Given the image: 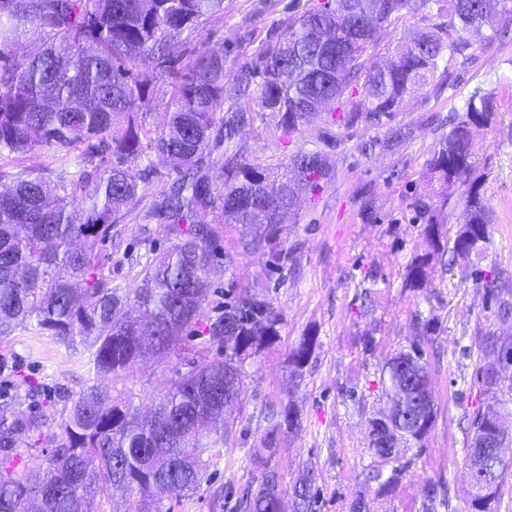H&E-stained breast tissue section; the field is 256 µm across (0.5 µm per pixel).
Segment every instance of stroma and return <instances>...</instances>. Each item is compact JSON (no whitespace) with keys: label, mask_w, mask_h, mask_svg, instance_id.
Masks as SVG:
<instances>
[{"label":"stroma","mask_w":512,"mask_h":512,"mask_svg":"<svg viewBox=\"0 0 512 512\" xmlns=\"http://www.w3.org/2000/svg\"><path fill=\"white\" fill-rule=\"evenodd\" d=\"M313 2L224 0L223 16L210 20L194 45L223 52L228 75H235L261 43L285 26L289 4L304 8ZM486 36L483 30L470 32L475 56L460 68L453 85L438 94L426 88L405 98L390 124L412 132L400 152L381 146L389 126L320 120L291 131L277 112L264 113L238 135L244 154L257 163L281 168L302 150L322 155L328 174L312 183L290 182L295 204L264 250L245 252L243 228L223 227L219 248L232 263L215 281L207 317L223 313L225 292L246 287L282 312L280 337L245 361L238 402L225 416L232 435L221 460L193 492L165 498L161 512H236L238 491L259 485L265 465L279 472L287 492L307 470H315L317 512H350L355 501L375 499L379 484L370 478L369 425L391 407L382 367L407 349L428 321L437 326L426 347L436 415L421 441L401 446L397 468L383 470V477H395L396 488L382 510L432 512L428 488L439 481L448 487V503L433 512H471L470 420L489 400L478 375L492 360L482 339L490 332L512 342V319L499 318L481 286L491 273L512 276V31L491 42ZM479 88L494 93L497 101L496 125L473 131V149L488 168L484 191L490 240L453 268L436 269L425 288H408L407 269L427 250L414 201L425 192L424 173L442 133L440 122L462 111ZM142 164L157 175L125 215L121 246L151 257L169 242L148 213L162 202L177 171L151 150ZM203 330L200 324L189 328L179 352L115 378L89 372L83 352L66 351L53 337L22 329L0 341V354L18 368L0 384V393L23 401L33 380L49 387L65 379L76 392L95 383L113 398H133L148 417L166 383L194 361L220 357ZM309 336L315 339L314 351L298 376L289 354ZM287 407L298 422L278 447H267L265 415ZM39 408L46 420L43 434L36 444L30 435L20 436L12 453L15 470L40 463L58 430V406L43 400Z\"/></svg>","instance_id":"stroma-1"}]
</instances>
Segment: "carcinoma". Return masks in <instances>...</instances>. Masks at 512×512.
<instances>
[{"label": "carcinoma", "instance_id": "obj_1", "mask_svg": "<svg viewBox=\"0 0 512 512\" xmlns=\"http://www.w3.org/2000/svg\"><path fill=\"white\" fill-rule=\"evenodd\" d=\"M497 13L490 0H326L305 8L230 78L224 54L206 48L188 53L183 44L207 21L224 13V0H0V155L23 162L0 168V340L29 325L66 350L81 344L96 374L118 376L136 362L163 359L181 346L184 331L205 318V306L220 268L215 250L222 225L245 229L280 223L277 211L293 206L288 186L236 145L244 126L262 112H279L290 129L314 122L331 101L338 122L375 127L399 110L411 92L439 89L454 77L452 65L474 54L466 33L491 35L512 26V0ZM422 22L418 41L390 49L388 30L406 17ZM45 35L44 48L18 58L20 25ZM150 57L154 71L142 69ZM164 86L165 123L148 126L143 106ZM491 92L476 90L463 112L437 140L425 172L426 192L415 200L429 251L407 270L410 288L426 285L434 256L454 266L483 250L489 240L484 186L488 173L472 151L471 126H491ZM409 136L392 128L384 141L396 152ZM182 169L165 202L150 212L173 244L146 261L133 284L111 285L99 247L121 234L130 204L144 196L149 169L139 168L146 149ZM81 150L85 163L110 161L98 179L69 171L68 155ZM222 152L216 171L205 159ZM299 181L323 176L322 156L302 151L286 165ZM464 203L465 223L481 230V242L460 232L450 238L442 225ZM217 207L220 216L203 224L199 213ZM504 316L512 312V277L485 282ZM137 307L143 323L127 314ZM282 314L247 288L235 291L224 314L206 324L209 343L224 359L203 360L164 387L155 414L140 418L133 400L115 402L92 384L79 392L57 386L49 398L62 406L60 433L45 464L14 474L0 469V512H76L120 488L135 498L133 512H159L165 497L194 490L212 461L201 448H222L228 436L213 430L224 408L238 398L245 359L280 336ZM436 327L425 323L408 349L389 358L382 384L390 413L370 421L369 443L376 469L395 460L402 441H420L434 416L429 361L420 339ZM314 337L289 354L301 375ZM497 405L477 411L469 455L491 432ZM296 421L288 409L266 418L265 440L278 446ZM46 425L34 407L6 404L0 410V450L18 447L22 433ZM497 456L479 479L490 493L471 501L474 512H492L503 481ZM314 469L293 490L294 512H313ZM281 476L262 467L255 490L243 491L239 512H278Z\"/></svg>", "mask_w": 512, "mask_h": 512}]
</instances>
